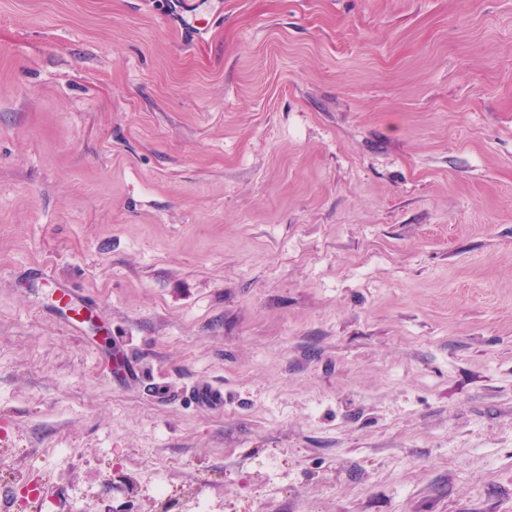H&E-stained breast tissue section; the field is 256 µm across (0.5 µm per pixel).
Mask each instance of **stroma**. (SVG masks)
<instances>
[{"label":"stroma","instance_id":"stroma-1","mask_svg":"<svg viewBox=\"0 0 512 512\" xmlns=\"http://www.w3.org/2000/svg\"><path fill=\"white\" fill-rule=\"evenodd\" d=\"M48 487L512 512V0H0V512ZM31 273L33 279H38L43 282H52L51 287L53 288V293L57 296L58 301L64 300L66 302L70 311L77 312L80 309L81 303L72 297L70 288H67L64 283L54 282L52 275L42 268H35Z\"/></svg>","mask_w":512,"mask_h":512}]
</instances>
